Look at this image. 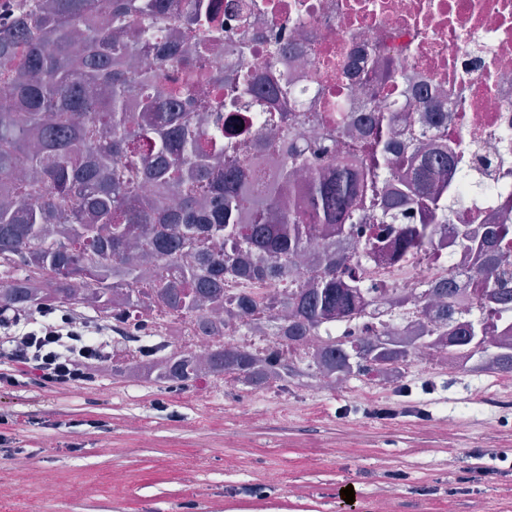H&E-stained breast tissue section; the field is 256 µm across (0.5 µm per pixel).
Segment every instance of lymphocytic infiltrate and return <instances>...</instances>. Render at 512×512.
<instances>
[{
  "instance_id": "lymphocytic-infiltrate-1",
  "label": "lymphocytic infiltrate",
  "mask_w": 512,
  "mask_h": 512,
  "mask_svg": "<svg viewBox=\"0 0 512 512\" xmlns=\"http://www.w3.org/2000/svg\"><path fill=\"white\" fill-rule=\"evenodd\" d=\"M110 330L66 308L28 313L0 311V392L24 384L66 390L95 382L99 363L110 360Z\"/></svg>"
}]
</instances>
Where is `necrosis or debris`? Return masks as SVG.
Here are the masks:
<instances>
[{
  "label": "necrosis or debris",
  "instance_id": "4bbe7bcc",
  "mask_svg": "<svg viewBox=\"0 0 512 512\" xmlns=\"http://www.w3.org/2000/svg\"><path fill=\"white\" fill-rule=\"evenodd\" d=\"M242 2L200 0L224 22V54L216 61L224 80L209 87L211 100H222L246 74L263 87L289 77L298 107L314 112L323 111L329 98L359 117L397 101L402 118L391 132L393 143L436 135L464 176L449 189L452 223L475 228L512 221V0H250L247 22L240 19ZM276 31L285 45L277 56L269 51ZM439 89L444 96L437 107L421 104V97ZM371 229L340 243L348 250L375 241V253L362 267L374 287L365 316L309 332L298 348L314 360L322 387L353 388L323 361L327 344L387 327L399 337L425 335L435 321L418 303L399 305L395 296L481 262L477 253L449 247L442 233L396 263L388 258L392 232L377 223ZM212 325L206 336L185 322L181 346L199 357L224 345L263 357L284 350L266 314Z\"/></svg>",
  "mask_w": 512,
  "mask_h": 512
}]
</instances>
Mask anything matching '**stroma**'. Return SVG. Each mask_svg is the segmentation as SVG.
I'll list each match as a JSON object with an SVG mask.
<instances>
[{"label": "stroma", "mask_w": 512, "mask_h": 512, "mask_svg": "<svg viewBox=\"0 0 512 512\" xmlns=\"http://www.w3.org/2000/svg\"><path fill=\"white\" fill-rule=\"evenodd\" d=\"M129 355L117 348L90 387L0 395L24 451L0 457V512H512V469L491 458L512 448V373L414 358L378 396L273 392L132 382L112 372ZM74 438L80 451L64 452ZM56 485L67 496H46Z\"/></svg>", "instance_id": "obj_1"}]
</instances>
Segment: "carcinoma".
<instances>
[{"instance_id":"carcinoma-1","label":"carcinoma","mask_w":512,"mask_h":512,"mask_svg":"<svg viewBox=\"0 0 512 512\" xmlns=\"http://www.w3.org/2000/svg\"><path fill=\"white\" fill-rule=\"evenodd\" d=\"M99 2L35 0L0 24V283H7L0 306L28 312L90 305L105 316L120 290L128 316L143 306L137 285L152 254L160 260L155 297L178 316L201 319L222 304L239 319L265 312L276 328V307L285 305L292 346L308 330L356 317L370 304L355 272L372 253L370 241L350 253L326 249L313 283L279 297L263 295L262 280L303 264L310 242L347 238L371 212L381 224L399 225L394 258L400 259L427 248L448 226V155L421 139L407 147L409 159L392 147L389 133L399 113L376 112L366 128L338 112L331 147L292 145L280 175L261 178V167L230 163L224 140L250 130L224 129L223 110L260 106L265 95L291 99V87L262 93L251 83L214 108L204 84L223 72L205 80L196 71L223 51L221 39L183 63L188 82L170 87L164 69L140 65V55L153 52L161 64L171 62L156 44L177 40L159 29L167 0H109L104 26L95 22ZM286 117V125L268 119L269 148L291 137L290 127L319 119L295 108ZM360 143L362 171L339 158L324 163ZM144 179L155 183L149 198L140 195ZM410 208L421 210L423 222L401 223ZM510 236L512 224H486L481 236L466 225L454 233L458 247L485 255L469 275L481 310L512 311V256L500 249ZM226 245L237 251L229 270L254 283L235 300L224 298ZM408 297L428 302L438 333L413 345L398 344L386 330L331 343L327 354L336 372L366 377L372 365L406 364L437 343L478 359V369L512 372L506 342L512 323L502 322L503 335L492 336L482 317L454 321L456 277ZM166 348L138 347L152 359L155 380L187 385L201 379L190 353ZM303 362L291 353L272 362L227 347L211 355L210 368L238 374L246 387L264 388L274 378L285 389L313 374L314 365L303 370Z\"/></svg>"}]
</instances>
